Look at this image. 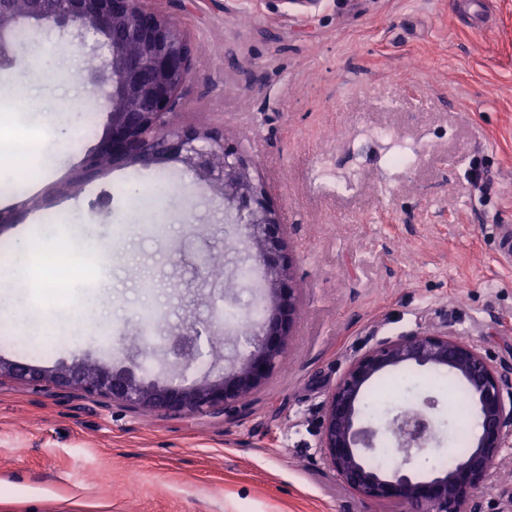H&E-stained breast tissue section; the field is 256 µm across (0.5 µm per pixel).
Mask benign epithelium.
I'll use <instances>...</instances> for the list:
<instances>
[{
  "mask_svg": "<svg viewBox=\"0 0 512 512\" xmlns=\"http://www.w3.org/2000/svg\"><path fill=\"white\" fill-rule=\"evenodd\" d=\"M159 0H27L18 13L13 0H0V66L8 59L3 37L20 25H48L71 42L90 46L96 64L88 77L105 74L106 122L97 144L75 175L49 187L59 198L78 196L84 185L115 167L173 163L224 201L243 229L242 245L264 286V320L252 350L218 379L146 383L131 368L114 369L82 360L48 369L0 358V379L9 377L42 389L65 387L143 412L184 416L231 414L258 392L287 354L300 318L301 296L295 259L270 194L254 164L224 131L172 118L184 88L194 77V47L187 32L156 7ZM24 198L0 210V229L41 207ZM201 329L192 325L173 336L171 350L186 367L199 354ZM444 370L472 394L479 430L466 458L429 476L411 473L414 459L434 437L432 410L402 414L385 426L404 463L389 473L366 465L378 430L358 426L360 402L377 377L404 365ZM512 368L494 366L448 327H434L378 342L354 358L323 406L319 448L341 483L365 502H397L406 512H471L470 497L512 437Z\"/></svg>",
  "mask_w": 512,
  "mask_h": 512,
  "instance_id": "7a95c632",
  "label": "benign epithelium"
}]
</instances>
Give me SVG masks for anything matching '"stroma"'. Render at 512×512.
<instances>
[{"label":"stroma","instance_id":"35a3bbf8","mask_svg":"<svg viewBox=\"0 0 512 512\" xmlns=\"http://www.w3.org/2000/svg\"><path fill=\"white\" fill-rule=\"evenodd\" d=\"M485 15L460 0H164L190 33L195 75L177 118L223 126L255 160L288 227L302 290L283 363L234 416L144 414L73 390L0 380V512H402L362 503L333 476L319 448L323 404L350 362L382 339L448 326L494 365L512 364V263L494 227L512 223V0ZM38 56L0 67V140L28 127L45 153L24 195H44L96 140L83 114L105 121L68 40L41 30ZM27 98L28 110L15 111ZM417 151L392 166L398 147ZM487 170L485 193L466 179ZM171 186L163 198L152 184ZM351 182L357 191L319 192ZM37 237L100 248L77 298L40 302L35 289L0 288V359L54 368L92 359L147 382L178 377L170 338L189 325L218 340L183 374L222 376L251 345L227 310L256 305L255 283L220 290L197 278L198 254H244L223 202L172 163L116 168L75 197L54 199L0 229V258ZM162 330L144 342V315ZM53 322L51 334L27 327ZM411 386L370 385L362 420L382 427L407 399L436 402V439L414 463L448 454L456 419L431 369L408 365ZM476 512H512V446L474 490Z\"/></svg>","mask_w":512,"mask_h":512}]
</instances>
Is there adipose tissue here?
<instances>
[{
    "label": "adipose tissue",
    "instance_id": "adipose-tissue-1",
    "mask_svg": "<svg viewBox=\"0 0 512 512\" xmlns=\"http://www.w3.org/2000/svg\"><path fill=\"white\" fill-rule=\"evenodd\" d=\"M41 149L39 140L21 126L15 127L11 139L0 145V160L7 162L15 177L26 176L30 159ZM97 248L77 251L51 250L35 238L26 239L17 253L0 260V286L24 284L37 289L41 301L51 302L61 292L75 293L80 286L77 270L98 266Z\"/></svg>",
    "mask_w": 512,
    "mask_h": 512
}]
</instances>
